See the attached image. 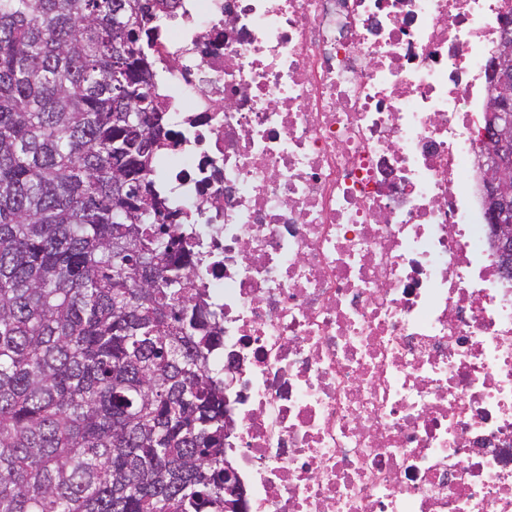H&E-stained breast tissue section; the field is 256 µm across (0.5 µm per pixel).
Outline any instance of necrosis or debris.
Returning a JSON list of instances; mask_svg holds the SVG:
<instances>
[{
  "mask_svg": "<svg viewBox=\"0 0 512 512\" xmlns=\"http://www.w3.org/2000/svg\"><path fill=\"white\" fill-rule=\"evenodd\" d=\"M154 174L246 512H512V278L473 136L512 0H166Z\"/></svg>",
  "mask_w": 512,
  "mask_h": 512,
  "instance_id": "1",
  "label": "necrosis or debris"
}]
</instances>
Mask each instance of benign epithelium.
Returning <instances> with one entry per match:
<instances>
[{
    "label": "benign epithelium",
    "instance_id": "obj_1",
    "mask_svg": "<svg viewBox=\"0 0 512 512\" xmlns=\"http://www.w3.org/2000/svg\"><path fill=\"white\" fill-rule=\"evenodd\" d=\"M491 88L480 129L490 243L512 276V37L506 36L488 66ZM245 490L231 461H224V512H244Z\"/></svg>",
    "mask_w": 512,
    "mask_h": 512
}]
</instances>
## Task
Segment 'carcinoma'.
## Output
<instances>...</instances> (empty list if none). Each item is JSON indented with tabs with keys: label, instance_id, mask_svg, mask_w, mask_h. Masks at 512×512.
Here are the masks:
<instances>
[{
	"label": "carcinoma",
	"instance_id": "obj_1",
	"mask_svg": "<svg viewBox=\"0 0 512 512\" xmlns=\"http://www.w3.org/2000/svg\"><path fill=\"white\" fill-rule=\"evenodd\" d=\"M154 0H0V512H224L218 319L122 175ZM139 108L143 119L128 115Z\"/></svg>",
	"mask_w": 512,
	"mask_h": 512
}]
</instances>
